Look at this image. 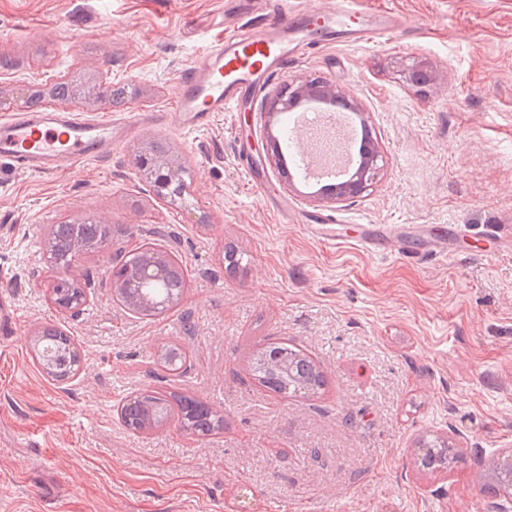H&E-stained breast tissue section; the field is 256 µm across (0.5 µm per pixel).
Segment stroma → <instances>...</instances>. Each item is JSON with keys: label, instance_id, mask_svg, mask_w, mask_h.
I'll use <instances>...</instances> for the list:
<instances>
[{"label": "stroma", "instance_id": "stroma-1", "mask_svg": "<svg viewBox=\"0 0 512 512\" xmlns=\"http://www.w3.org/2000/svg\"><path fill=\"white\" fill-rule=\"evenodd\" d=\"M395 13L399 36L326 45L273 75L241 111L184 133L145 127L107 157L65 175L0 162V512H494V460L512 452V0H356ZM277 0H0V89L25 96L57 76L99 77L124 101L57 106L99 118L174 111L199 51L224 29L270 17ZM430 61L440 84L418 92L406 64ZM302 78L357 96L384 161L363 193L334 203L283 178L272 161L268 91ZM165 143L190 174L179 200L158 197L134 164ZM248 152L262 186L240 163ZM462 224L444 256L328 248L301 225ZM118 227L73 273L88 305L49 298L46 245L64 220ZM154 237L175 253L186 289L154 319L117 304L112 268ZM244 266L229 271L226 247ZM65 328L78 376L47 378L34 359L44 327ZM282 341L325 377L308 393L266 391L254 355ZM188 353L165 375L162 347ZM167 391L222 418L209 436L175 420L127 430L125 396ZM455 450L447 471L419 464L428 438Z\"/></svg>", "mask_w": 512, "mask_h": 512}]
</instances>
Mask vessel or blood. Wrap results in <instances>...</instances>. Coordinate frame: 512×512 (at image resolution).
Segmentation results:
<instances>
[{
    "label": "vessel or blood",
    "mask_w": 512,
    "mask_h": 512,
    "mask_svg": "<svg viewBox=\"0 0 512 512\" xmlns=\"http://www.w3.org/2000/svg\"><path fill=\"white\" fill-rule=\"evenodd\" d=\"M398 30L393 15L359 9L354 0H337L333 9L286 8L261 27L221 34L197 57L182 83L176 107L180 125L191 133L206 132L217 115L237 110L305 50L336 41L357 44ZM164 119L161 112L95 119L64 109H30L0 120V160L21 172L63 174L110 153L138 128ZM308 229L331 247L343 239L328 217L310 220ZM401 230L398 224H363L354 239L371 251L413 252ZM460 230L457 224L435 225L423 252L447 254L449 236Z\"/></svg>",
    "instance_id": "b4317fda"
}]
</instances>
